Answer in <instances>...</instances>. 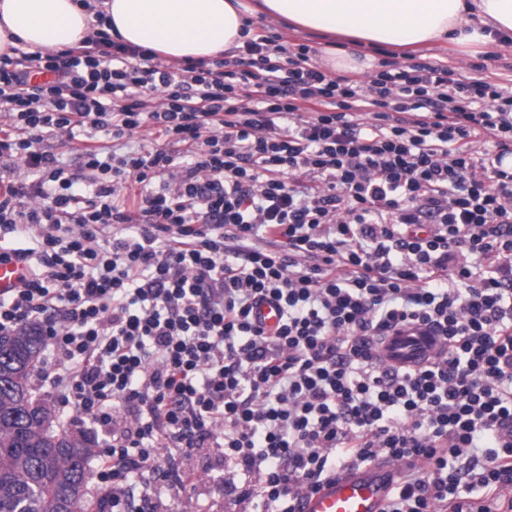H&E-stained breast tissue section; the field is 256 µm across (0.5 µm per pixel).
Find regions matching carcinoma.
<instances>
[{"label":"carcinoma","instance_id":"obj_1","mask_svg":"<svg viewBox=\"0 0 512 512\" xmlns=\"http://www.w3.org/2000/svg\"><path fill=\"white\" fill-rule=\"evenodd\" d=\"M45 346L35 325L0 336V512H91L99 443L84 427H60L54 405L34 391Z\"/></svg>","mask_w":512,"mask_h":512}]
</instances>
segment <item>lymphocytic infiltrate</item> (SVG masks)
Instances as JSON below:
<instances>
[{
	"label": "lymphocytic infiltrate",
	"instance_id": "obj_1",
	"mask_svg": "<svg viewBox=\"0 0 512 512\" xmlns=\"http://www.w3.org/2000/svg\"><path fill=\"white\" fill-rule=\"evenodd\" d=\"M314 54L257 33L213 72L100 29L0 55V261L28 269L0 334L43 329L111 512L195 486L164 448L222 449L278 512L381 458L385 512H512V89L431 62L364 86ZM403 326L440 357L386 368L371 344Z\"/></svg>",
	"mask_w": 512,
	"mask_h": 512
}]
</instances>
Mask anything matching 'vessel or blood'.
Wrapping results in <instances>:
<instances>
[{"instance_id":"vessel-or-blood-1","label":"vessel or blood","mask_w":512,"mask_h":512,"mask_svg":"<svg viewBox=\"0 0 512 512\" xmlns=\"http://www.w3.org/2000/svg\"><path fill=\"white\" fill-rule=\"evenodd\" d=\"M26 276L24 265L0 263V295L20 286ZM378 354L387 366L416 367L437 358L440 348L422 330L403 329L386 337ZM397 473L396 466L382 459L341 470L317 493L303 499L300 512H383Z\"/></svg>"}]
</instances>
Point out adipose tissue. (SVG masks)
<instances>
[{
	"label": "adipose tissue",
	"mask_w": 512,
	"mask_h": 512,
	"mask_svg": "<svg viewBox=\"0 0 512 512\" xmlns=\"http://www.w3.org/2000/svg\"><path fill=\"white\" fill-rule=\"evenodd\" d=\"M242 0H0V53L79 45L97 28L172 60L203 64L242 46ZM295 29L399 50L479 48L512 35V0H260Z\"/></svg>",
	"instance_id": "obj_1"
}]
</instances>
